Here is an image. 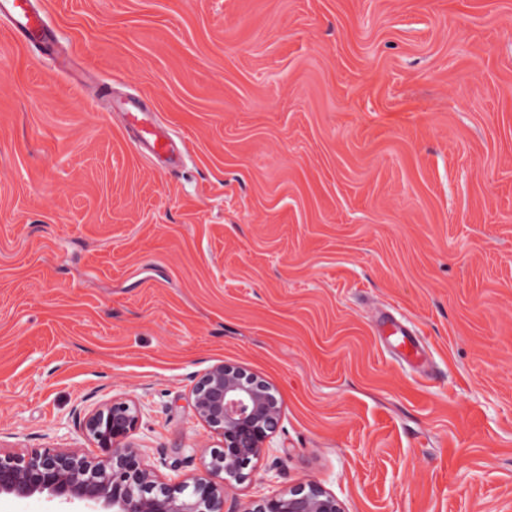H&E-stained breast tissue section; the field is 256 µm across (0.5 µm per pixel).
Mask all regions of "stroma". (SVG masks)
Instances as JSON below:
<instances>
[{"instance_id": "stroma-1", "label": "stroma", "mask_w": 512, "mask_h": 512, "mask_svg": "<svg viewBox=\"0 0 512 512\" xmlns=\"http://www.w3.org/2000/svg\"><path fill=\"white\" fill-rule=\"evenodd\" d=\"M41 2L68 67L0 28V454L99 455L84 414L131 400L144 461L192 479L220 446L193 386L226 363L282 414L224 512L309 481L344 512H512V0ZM112 112H117L130 140L150 162L162 164L171 171L182 162L181 150L170 129L151 112L144 97L135 95L119 102L112 101ZM378 324L383 334L398 336L396 345L401 349L398 358L402 362L411 363L415 361L416 364L423 363V348L411 329L397 321L390 314H382L378 318Z\"/></svg>"}]
</instances>
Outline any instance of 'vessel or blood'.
<instances>
[{
  "label": "vessel or blood",
  "mask_w": 512,
  "mask_h": 512,
  "mask_svg": "<svg viewBox=\"0 0 512 512\" xmlns=\"http://www.w3.org/2000/svg\"><path fill=\"white\" fill-rule=\"evenodd\" d=\"M0 19L6 20L13 39L27 43L48 59H58L60 36L38 7V0H0ZM136 149L166 170L182 162L181 150L170 129L151 112L146 99L135 95L112 105ZM378 324L383 334L396 337L401 361L422 363L423 349L414 332L388 314Z\"/></svg>",
  "instance_id": "vessel-or-blood-1"
}]
</instances>
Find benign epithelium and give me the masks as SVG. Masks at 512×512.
Masks as SVG:
<instances>
[{
  "mask_svg": "<svg viewBox=\"0 0 512 512\" xmlns=\"http://www.w3.org/2000/svg\"><path fill=\"white\" fill-rule=\"evenodd\" d=\"M198 418L222 442L192 481L158 480L140 449L128 442L138 427L137 407L111 401L88 413L82 428L99 456L42 448L0 455V493H47L67 502L100 504L113 512H224V492L246 480L253 461L268 449L281 415L273 387L243 369L217 364L193 388ZM245 512H343L335 496L313 482L301 483Z\"/></svg>",
  "mask_w": 512,
  "mask_h": 512,
  "instance_id": "benign-epithelium-1",
  "label": "benign epithelium"
}]
</instances>
